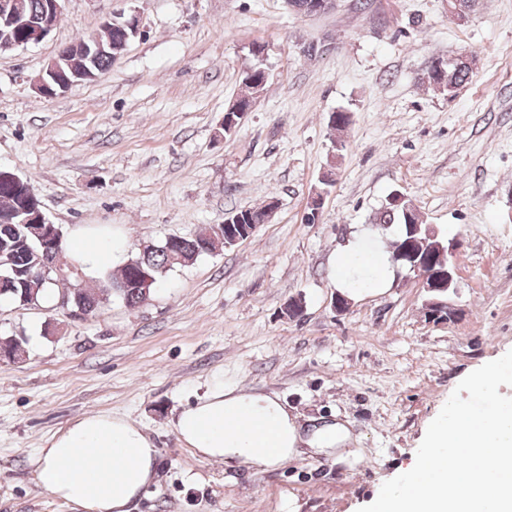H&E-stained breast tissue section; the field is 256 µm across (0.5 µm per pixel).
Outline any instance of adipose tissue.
<instances>
[{
  "label": "adipose tissue",
  "instance_id": "ef3b65f1",
  "mask_svg": "<svg viewBox=\"0 0 512 512\" xmlns=\"http://www.w3.org/2000/svg\"><path fill=\"white\" fill-rule=\"evenodd\" d=\"M70 250L87 271L126 259L122 241L89 227L76 228ZM388 256L349 241L336 259L338 287L358 292L387 287ZM180 439L203 457L268 468L288 462L302 446L345 442L348 430L326 423L304 430L277 399L250 389H218L184 407L174 421ZM158 478L151 437L122 417H83L53 437L38 459V480L73 512H131Z\"/></svg>",
  "mask_w": 512,
  "mask_h": 512
}]
</instances>
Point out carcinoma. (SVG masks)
Returning a JSON list of instances; mask_svg holds the SVG:
<instances>
[{
    "instance_id": "obj_1",
    "label": "carcinoma",
    "mask_w": 512,
    "mask_h": 512,
    "mask_svg": "<svg viewBox=\"0 0 512 512\" xmlns=\"http://www.w3.org/2000/svg\"><path fill=\"white\" fill-rule=\"evenodd\" d=\"M122 19L116 23L102 26L98 38L107 46L105 52L93 61L83 60L77 48L79 43H71L63 48L66 63L62 64L59 79L70 75L69 65H83L91 74H102L112 63V51L108 46H117L124 39ZM27 38L24 27L0 30V49H8L12 45ZM468 70L453 64L447 66L445 86H460L469 80ZM21 206V197L14 186L6 181H0V213L13 212ZM379 223L398 224L401 226L400 235L393 242L401 246L408 237L407 219L403 208H397L388 203L380 211ZM207 244L211 251L224 247V241L218 238V233L197 235L182 238L181 245L173 251L166 248V243L147 247L137 255L129 258L120 273L106 274L93 287L84 285L85 272L83 266L75 259L61 260L64 245L47 253L40 242L29 232L26 224L0 223V273L10 277V285L0 288V299H8L19 306L37 305L42 294L49 288L62 283L71 286L68 295L70 305L84 308L89 314H94L112 299H118L129 307H137L148 301L156 285L165 275L177 268L194 263L199 257L206 255L201 245ZM145 269L151 282L145 288H125L123 284L133 280L139 269ZM27 338L23 335L0 336V352L18 359L26 353Z\"/></svg>"
}]
</instances>
